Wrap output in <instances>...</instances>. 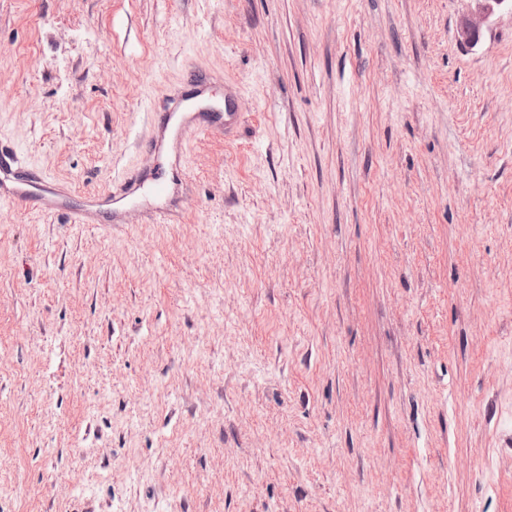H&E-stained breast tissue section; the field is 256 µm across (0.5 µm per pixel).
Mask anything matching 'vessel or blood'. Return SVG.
<instances>
[{
    "label": "vessel or blood",
    "mask_w": 512,
    "mask_h": 512,
    "mask_svg": "<svg viewBox=\"0 0 512 512\" xmlns=\"http://www.w3.org/2000/svg\"><path fill=\"white\" fill-rule=\"evenodd\" d=\"M182 105L183 99L178 96L167 111L148 113L153 134L146 145L153 156V168L131 169L113 178L110 189L102 196L88 193L77 198L73 191L62 190L42 170L25 162L13 148L0 145V204L62 215L74 224H114L117 216L102 213V206L153 197L157 203L150 211L151 220L160 224L178 222L179 215L170 200L184 185L188 172L180 161L164 159L160 135L170 134L174 147L180 150L197 137L223 139L238 127L241 118L229 93L225 94L224 108L219 112L197 108L186 113Z\"/></svg>",
    "instance_id": "1"
}]
</instances>
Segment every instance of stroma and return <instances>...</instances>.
<instances>
[{"label":"stroma","instance_id":"1","mask_svg":"<svg viewBox=\"0 0 512 512\" xmlns=\"http://www.w3.org/2000/svg\"><path fill=\"white\" fill-rule=\"evenodd\" d=\"M0 0V139L151 162L187 69L242 123L182 219L0 206V512H512V12ZM475 7L463 15L457 27L458 42L470 49L476 48L482 41L484 32L493 16L503 9L512 12L511 0H472Z\"/></svg>","mask_w":512,"mask_h":512}]
</instances>
